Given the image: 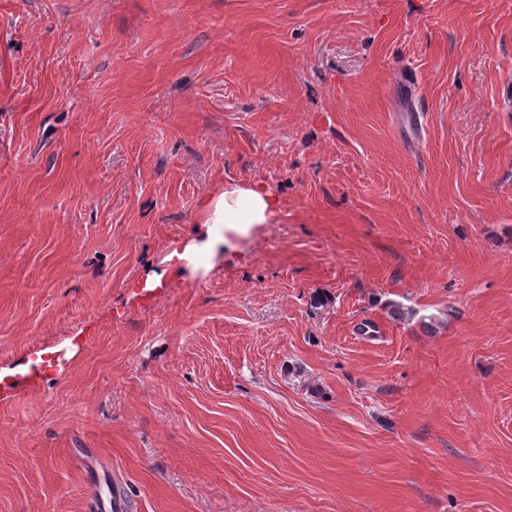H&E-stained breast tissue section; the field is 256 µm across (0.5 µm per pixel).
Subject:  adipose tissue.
I'll return each instance as SVG.
<instances>
[{
    "mask_svg": "<svg viewBox=\"0 0 512 512\" xmlns=\"http://www.w3.org/2000/svg\"><path fill=\"white\" fill-rule=\"evenodd\" d=\"M279 209L275 192L265 182L254 181L244 186L228 185L206 196L200 204L199 220L243 233L251 225L269 223Z\"/></svg>",
    "mask_w": 512,
    "mask_h": 512,
    "instance_id": "obj_1",
    "label": "adipose tissue"
}]
</instances>
